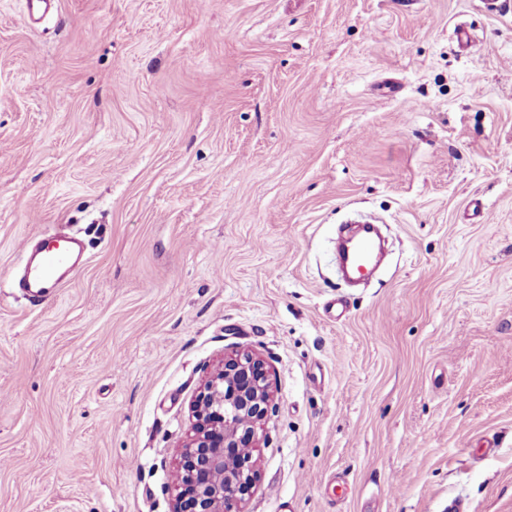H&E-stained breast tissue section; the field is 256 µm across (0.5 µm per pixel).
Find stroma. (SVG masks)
<instances>
[{
	"instance_id": "stroma-1",
	"label": "stroma",
	"mask_w": 512,
	"mask_h": 512,
	"mask_svg": "<svg viewBox=\"0 0 512 512\" xmlns=\"http://www.w3.org/2000/svg\"><path fill=\"white\" fill-rule=\"evenodd\" d=\"M57 224L88 260L33 303ZM235 350L276 383L246 512H512V0H0V512H171ZM362 233L358 238L347 248L343 255L338 257L339 267L344 276L348 275L357 276L369 271L374 254L377 248L374 239V224H369L364 221L360 224ZM85 262L82 236L58 224L52 233L27 242L17 287L35 300L56 294Z\"/></svg>"
}]
</instances>
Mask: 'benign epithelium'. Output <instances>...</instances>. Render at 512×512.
<instances>
[{
	"instance_id": "1",
	"label": "benign epithelium",
	"mask_w": 512,
	"mask_h": 512,
	"mask_svg": "<svg viewBox=\"0 0 512 512\" xmlns=\"http://www.w3.org/2000/svg\"><path fill=\"white\" fill-rule=\"evenodd\" d=\"M274 407L266 363L248 352L224 356L195 397L172 512H242L258 479L261 425Z\"/></svg>"
}]
</instances>
